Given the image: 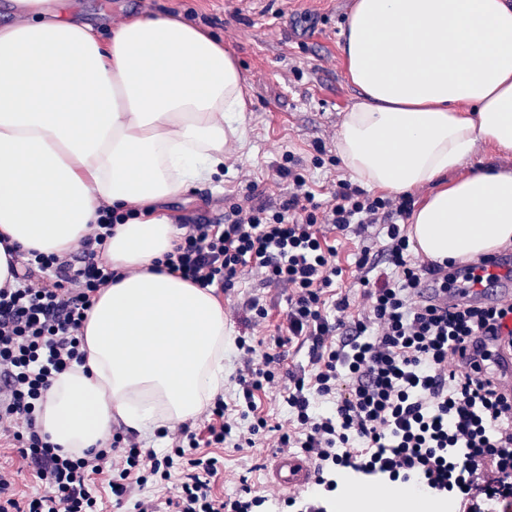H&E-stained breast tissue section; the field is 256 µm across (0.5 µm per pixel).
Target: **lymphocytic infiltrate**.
<instances>
[{"label": "lymphocytic infiltrate", "mask_w": 512, "mask_h": 512, "mask_svg": "<svg viewBox=\"0 0 512 512\" xmlns=\"http://www.w3.org/2000/svg\"><path fill=\"white\" fill-rule=\"evenodd\" d=\"M294 156L283 155L274 172L287 192L279 203L250 184L225 203L219 221L179 218L181 235L165 268L202 287L235 288L242 274L288 291L285 333L275 352L258 353L239 339L238 407L248 418L240 429L223 398L204 412V428L160 429L168 446L142 447L119 428L108 447L81 456L61 453L36 427V410L56 374L82 362L81 330L96 297L123 279L100 259L115 224L136 210L104 209L94 236L65 256L24 254L16 287L0 288V440L18 459L0 465V512H102L93 486L106 481L121 512H260L278 501L293 512H329L337 470L366 480L411 483L435 497L455 495L459 512H512V401L497 396L489 379L460 371L462 343L497 331L512 303L440 308L426 302L427 288L457 290L447 265L416 263L405 218L409 195L375 194L343 181L320 203ZM340 235L381 226L380 259L361 250L355 265L367 310L346 320L348 297L328 319L324 293L342 270L321 225ZM298 339L309 345L310 373L284 371L282 349ZM275 391L288 407L285 422L271 423L258 410V393ZM328 410L318 412L317 400ZM277 445L308 456L315 482L305 494L261 493L248 475L235 492L215 489L224 463L202 446L237 449ZM34 471L44 489L23 494L22 469ZM172 482L162 497L150 484Z\"/></svg>", "instance_id": "obj_1"}]
</instances>
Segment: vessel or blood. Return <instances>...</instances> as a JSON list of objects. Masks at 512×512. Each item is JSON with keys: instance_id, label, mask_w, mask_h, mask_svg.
I'll list each match as a JSON object with an SVG mask.
<instances>
[{"instance_id": "vessel-or-blood-1", "label": "vessel or blood", "mask_w": 512, "mask_h": 512, "mask_svg": "<svg viewBox=\"0 0 512 512\" xmlns=\"http://www.w3.org/2000/svg\"><path fill=\"white\" fill-rule=\"evenodd\" d=\"M496 283V291H488L485 285L477 284L451 294H440L426 289L427 299L444 306L457 304L490 305L498 303L500 297H512V259L501 257L486 269ZM468 359L476 363L481 371L491 375L497 394L512 399V319L508 320L497 335L475 336L462 345ZM315 480L310 460L302 455L284 452L274 456L268 469V481L276 489L288 493L307 492Z\"/></svg>"}]
</instances>
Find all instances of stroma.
Listing matches in <instances>:
<instances>
[{
  "label": "stroma",
  "instance_id": "1",
  "mask_svg": "<svg viewBox=\"0 0 512 512\" xmlns=\"http://www.w3.org/2000/svg\"><path fill=\"white\" fill-rule=\"evenodd\" d=\"M355 0H326L322 5H271L258 13L250 0H71L73 11L86 22L116 26L132 15L167 13L190 16L193 24L217 37L236 34L231 48L247 79L249 112L247 137L231 158L223 181L195 187L184 200L170 204L174 215L216 218L225 198L242 194L248 183H256L266 197L282 198L285 182L272 177L273 166L285 153L299 158L304 173L321 201L332 200L341 180L348 174L342 164L315 166L316 145L335 155V142L343 112L352 103L354 91L348 83L339 41L342 28ZM377 236L336 239L343 275L333 285V296H348L350 315L365 305L357 280L355 259L362 249L377 251ZM262 294L269 319L255 331L258 337L278 335L287 311L286 294L278 289H260L254 276H243L233 290L221 293L227 311L228 339L224 350V400L235 403V376L240 365L236 340L244 331L231 311L248 295ZM224 476L216 483L218 492L229 493L244 464L255 467L251 475L259 488H267L265 467L272 452L267 448L239 451L220 448Z\"/></svg>",
  "mask_w": 512,
  "mask_h": 512
}]
</instances>
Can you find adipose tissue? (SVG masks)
<instances>
[{
	"label": "adipose tissue",
	"instance_id": "adipose-tissue-1",
	"mask_svg": "<svg viewBox=\"0 0 512 512\" xmlns=\"http://www.w3.org/2000/svg\"><path fill=\"white\" fill-rule=\"evenodd\" d=\"M0 25V286L22 252L65 255L102 207L138 208L102 252L120 282L82 329L85 361L57 375L37 425L70 454L115 423L191 422L224 392V304L157 267L180 231L166 205L223 177L247 136L246 79L203 29L137 15L109 36L69 0H11ZM341 57L356 96L336 154L371 189L427 194L408 218L419 252L459 262L512 247V170L442 176L478 146L512 155V0H355Z\"/></svg>",
	"mask_w": 512,
	"mask_h": 512
}]
</instances>
